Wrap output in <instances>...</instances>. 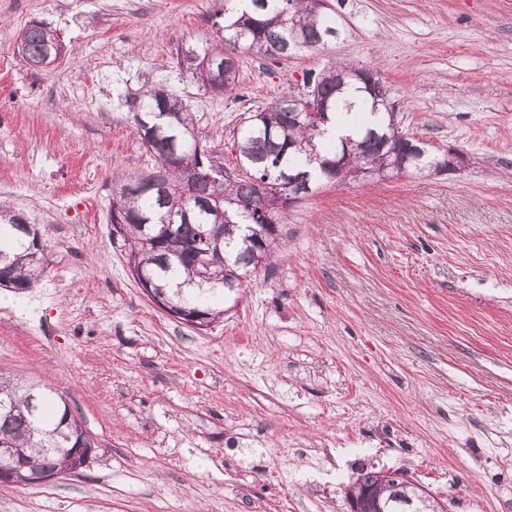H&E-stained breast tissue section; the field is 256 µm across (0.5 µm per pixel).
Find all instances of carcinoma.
I'll list each match as a JSON object with an SVG mask.
<instances>
[{"label": "carcinoma", "mask_w": 512, "mask_h": 512, "mask_svg": "<svg viewBox=\"0 0 512 512\" xmlns=\"http://www.w3.org/2000/svg\"><path fill=\"white\" fill-rule=\"evenodd\" d=\"M237 12L225 0L224 36L221 43L190 42L177 49L179 70L211 93L234 90L237 53L260 58L287 59L326 44L339 33L336 12L318 8L313 0H248ZM57 31L42 22L29 26L21 38L20 53L30 63L48 48ZM216 63L214 74L204 78L192 68L187 54ZM354 67L339 63L318 73L306 74L305 97L277 100L244 118L233 146L245 177L233 179L216 168L207 146L195 133L189 105L162 85L146 89L127 102L146 149L157 165L149 172L122 176L113 182L110 221L112 233L126 246L130 271L151 284L156 296L180 313L203 311L217 319L219 305L238 302L247 278L257 270L255 251L266 243L265 260L274 257L288 210L321 185L352 182L359 173L370 179L406 175L439 168L445 155L429 151L425 143L399 130L389 105H375L370 92L359 85L370 107L367 124L355 136L338 142L325 137L326 127L351 115L352 102L344 87L354 83ZM319 108L321 120L306 112ZM183 154L186 166L171 162L173 152ZM162 178L164 191L132 189ZM264 182L269 193L259 196ZM223 234L224 259L204 274L196 266V253L215 224ZM252 224L257 240L249 242L241 225ZM150 242L144 248V242ZM46 248H37L34 237L14 217L0 224V271L11 288L35 287L45 271ZM47 390L21 383L0 372V441L24 449L30 470L58 469L70 465L71 449L95 446L65 402L48 406ZM390 512H433L419 501L412 487L398 480L385 493Z\"/></svg>", "instance_id": "carcinoma-1"}]
</instances>
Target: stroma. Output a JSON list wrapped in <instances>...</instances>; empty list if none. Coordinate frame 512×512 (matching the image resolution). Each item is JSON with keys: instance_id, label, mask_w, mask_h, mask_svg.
Returning a JSON list of instances; mask_svg holds the SVG:
<instances>
[{"instance_id": "35a3bbf8", "label": "stroma", "mask_w": 512, "mask_h": 512, "mask_svg": "<svg viewBox=\"0 0 512 512\" xmlns=\"http://www.w3.org/2000/svg\"><path fill=\"white\" fill-rule=\"evenodd\" d=\"M329 3L342 35L239 54L216 96L175 53L222 36L224 0H0V205L47 253L38 287L0 288V369L98 448L81 473L0 485V512H347L364 468L447 512H512V0ZM34 21L69 49L47 71L18 51ZM339 62L468 166L319 190L207 330L157 308L111 235L114 174L154 165L126 99L167 85L235 176L242 119Z\"/></svg>"}]
</instances>
